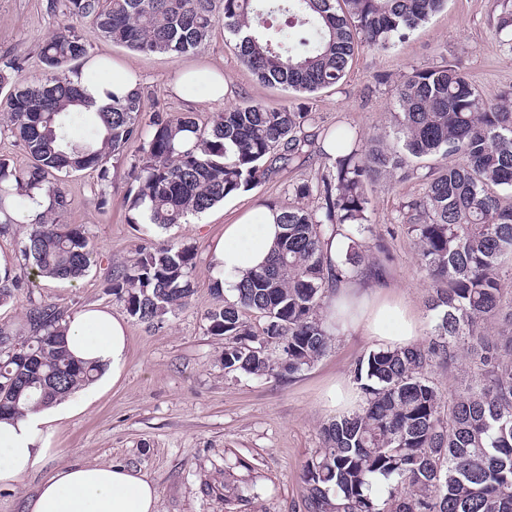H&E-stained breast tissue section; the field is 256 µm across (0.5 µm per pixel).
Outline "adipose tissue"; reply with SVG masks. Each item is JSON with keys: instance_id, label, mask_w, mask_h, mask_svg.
I'll return each instance as SVG.
<instances>
[{"instance_id": "1", "label": "adipose tissue", "mask_w": 512, "mask_h": 512, "mask_svg": "<svg viewBox=\"0 0 512 512\" xmlns=\"http://www.w3.org/2000/svg\"><path fill=\"white\" fill-rule=\"evenodd\" d=\"M73 81L87 101L101 105L111 94L124 95L138 86L130 70L94 60L87 72ZM278 207L264 204L225 225L223 234L210 247V260L219 273L227 299H235L236 286L250 271L263 265L279 237ZM329 320L363 329L382 346L395 348L416 342L421 321L395 299L361 294L345 285L334 295L327 310ZM66 339L79 360L99 366L101 373L89 384L96 393L117 381L129 348L126 320L108 309L89 305L67 316ZM64 408L28 410L22 416L0 421V485L10 486L34 471L50 451L55 424ZM158 490L139 471L120 464H74L57 468L43 479L26 504L27 512H157Z\"/></svg>"}]
</instances>
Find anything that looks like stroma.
I'll list each match as a JSON object with an SVG mask.
<instances>
[{"instance_id": "35a3bbf8", "label": "stroma", "mask_w": 512, "mask_h": 512, "mask_svg": "<svg viewBox=\"0 0 512 512\" xmlns=\"http://www.w3.org/2000/svg\"><path fill=\"white\" fill-rule=\"evenodd\" d=\"M508 6L512 0H447L404 42L382 52L361 48L340 86L313 95L259 81L226 43L220 26L193 55L141 53L91 35L87 57H106L136 74L144 129L157 112H193L205 122L225 106L247 102L306 106L321 128L352 126L368 138L391 133L396 86L412 69L445 59L487 95L512 90V53L503 50L497 33L498 17ZM67 22L66 0H0V60L23 64L0 81V102L15 83L46 79L40 48ZM188 67L223 70L231 96L212 102L200 86L173 94L170 84ZM327 165L319 149H312L302 167L281 169L258 188L165 229L132 221L125 201L128 161L111 167L105 181L94 172L64 179L70 206L61 221L84 225L96 261L74 283L24 277L23 288L0 307V326H15L33 303H51L69 314L97 304L126 315L124 300L108 286L110 273L130 263L143 246L188 247L194 254V294L163 321H129L128 357L117 383L88 399L72 394L77 411L58 422L51 454L18 483L0 486V512H25V500L39 482L56 467L73 463H119L139 470L158 489V512H305L303 466L321 445L322 427L336 415L325 404V392L335 383L352 387L356 362L375 343L363 331L347 328L325 356L292 378L226 372L224 339L209 332L206 319L217 301L208 251L225 225L250 208L294 203L292 184L316 180ZM417 191L412 181L373 185L374 235L391 260L384 285L365 292L402 298L428 330L431 283L412 238L394 222L401 200Z\"/></svg>"}]
</instances>
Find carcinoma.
Returning a JSON list of instances; mask_svg holds the SVG:
<instances>
[{
  "label": "carcinoma",
  "instance_id": "obj_1",
  "mask_svg": "<svg viewBox=\"0 0 512 512\" xmlns=\"http://www.w3.org/2000/svg\"><path fill=\"white\" fill-rule=\"evenodd\" d=\"M446 0H67L68 15L94 35L133 51L198 52L217 25L240 60L263 83L299 93L339 85L362 46L387 50L406 39ZM512 51V9L497 21ZM84 35L66 25L41 47L53 76L13 88L5 110L11 131L32 158L25 169L0 158V235L29 224L25 269L38 278L73 281L94 264L80 224H61L69 200L59 177L108 163L142 141L129 165V208L166 228L250 191L275 171L305 163L313 112L259 103L224 108L201 129L192 113L156 112L141 140L139 90L112 96L97 111L67 78L87 55ZM396 123L386 138L361 143L338 127L331 165L315 182L292 185L297 203L282 209L283 233L270 260L247 273L237 297L207 313L224 337V369L293 376L321 359L333 330L325 311L335 288L379 283L384 264L365 254L373 232L370 188L382 178L413 180L417 196L399 204L395 223L414 238L434 331L426 341L376 348L360 359L359 408L321 430L322 447L303 468L307 512H512V298L500 267L512 260V94L484 96L446 61L415 69L397 86ZM86 117L93 135L70 136ZM195 142L184 149L179 135ZM43 190L46 209L27 221L26 197ZM348 242L331 258L333 236ZM192 252L176 244L142 247L110 279L138 322L152 323L188 304ZM22 277L0 279V306ZM264 319L255 331L244 321ZM65 313L35 304L25 334L0 327V420L45 407L93 382L98 369L75 359ZM465 361L471 379L443 395L434 365Z\"/></svg>",
  "mask_w": 512,
  "mask_h": 512
}]
</instances>
